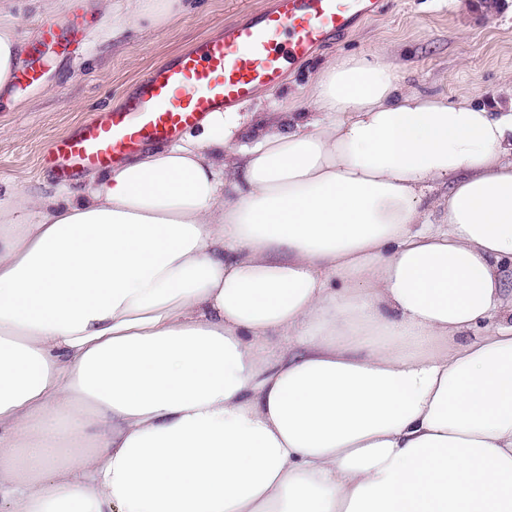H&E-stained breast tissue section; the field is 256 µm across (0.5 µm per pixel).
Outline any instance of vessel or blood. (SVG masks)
<instances>
[{
  "label": "vessel or blood",
  "instance_id": "obj_1",
  "mask_svg": "<svg viewBox=\"0 0 512 512\" xmlns=\"http://www.w3.org/2000/svg\"><path fill=\"white\" fill-rule=\"evenodd\" d=\"M379 0H273L256 18L199 39L174 62L152 68L137 90L54 139L43 161L68 179L88 168L118 165L150 142L170 140L208 112L236 110L276 89L288 68L332 35L374 16Z\"/></svg>",
  "mask_w": 512,
  "mask_h": 512
}]
</instances>
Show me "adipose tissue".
Wrapping results in <instances>:
<instances>
[{
  "mask_svg": "<svg viewBox=\"0 0 512 512\" xmlns=\"http://www.w3.org/2000/svg\"><path fill=\"white\" fill-rule=\"evenodd\" d=\"M510 263L512 109L406 87L383 53L273 119L219 109L79 189L6 192L0 503L512 512Z\"/></svg>",
  "mask_w": 512,
  "mask_h": 512,
  "instance_id": "obj_1",
  "label": "adipose tissue"
}]
</instances>
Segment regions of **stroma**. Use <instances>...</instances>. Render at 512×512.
Returning <instances> with one entry per match:
<instances>
[{"label": "stroma", "instance_id": "stroma-1", "mask_svg": "<svg viewBox=\"0 0 512 512\" xmlns=\"http://www.w3.org/2000/svg\"><path fill=\"white\" fill-rule=\"evenodd\" d=\"M271 4L190 0L188 8L161 14L156 24H134L118 36L92 0L22 5L23 58L36 61L42 77L18 84L13 98L0 100V192L45 191L56 178L42 156L55 138L98 110L120 104L152 67ZM73 16L80 20L77 34H65L58 45L38 44L40 23ZM382 50L407 86L452 101L467 97L490 106L512 105V0L491 16L476 9L473 0H380L376 17L358 21L292 66L280 87L262 94L261 107L269 113L290 97L304 102L327 61Z\"/></svg>", "mask_w": 512, "mask_h": 512}]
</instances>
